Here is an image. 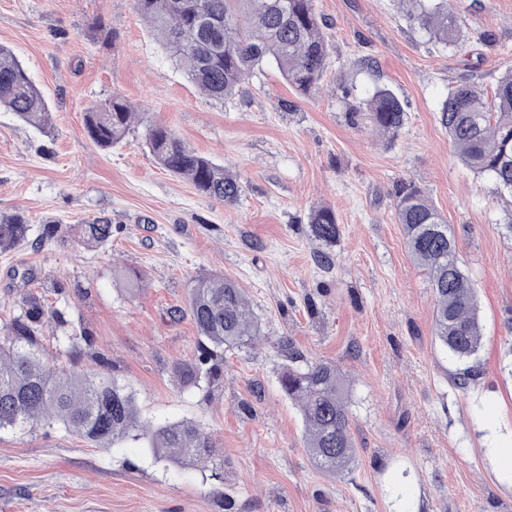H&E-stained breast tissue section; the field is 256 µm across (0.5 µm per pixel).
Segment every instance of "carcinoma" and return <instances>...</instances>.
Instances as JSON below:
<instances>
[{
	"label": "carcinoma",
	"instance_id": "carcinoma-1",
	"mask_svg": "<svg viewBox=\"0 0 512 512\" xmlns=\"http://www.w3.org/2000/svg\"><path fill=\"white\" fill-rule=\"evenodd\" d=\"M403 16L446 47H457L461 30L451 0H399ZM173 65L203 94L219 103L235 97L241 85L264 64L272 63L295 93L312 97L321 89L329 65L323 21L314 0H136ZM0 109L41 133L51 128V112L15 52L0 45ZM352 124L366 120L380 134L395 136L404 125L403 101L377 82L358 103L348 102ZM134 108L120 95L91 106L85 114L90 140L102 149L123 142L134 123ZM439 121L462 163L491 179L502 196L512 197V68L498 80L486 101L471 86L448 91ZM145 144L155 162L190 181L201 195L227 206L243 193L239 177L221 164L187 147L166 126L151 125ZM398 223L413 260L427 271L433 292L434 333L459 360H468L482 344L476 289L460 258L455 236L429 196L412 181L394 193ZM312 237L325 247L340 238L333 209H311ZM113 224L99 218L74 227L28 223L22 215H0V251L20 243L41 248L51 241L75 238L88 247L112 243ZM20 314L0 325V431L21 435L41 424H61L90 443L114 445L141 441L159 459L180 466L213 464L222 478L224 460L201 424L191 420L159 425L140 420L134 394L106 372H87L78 355L90 345L86 328L70 325L66 311L25 292ZM188 314L199 340V354L173 364L184 388L211 383L221 372L226 348H255L263 341L242 288L224 275L201 276L189 289ZM52 327L67 344L69 363L60 365L42 345ZM285 360L281 391L298 405L304 423V448L312 465L339 474L355 455L348 409V383L335 365L306 359L286 337L278 342Z\"/></svg>",
	"mask_w": 512,
	"mask_h": 512
}]
</instances>
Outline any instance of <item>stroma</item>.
<instances>
[{
    "instance_id": "1",
    "label": "stroma",
    "mask_w": 512,
    "mask_h": 512,
    "mask_svg": "<svg viewBox=\"0 0 512 512\" xmlns=\"http://www.w3.org/2000/svg\"><path fill=\"white\" fill-rule=\"evenodd\" d=\"M452 4L459 49L410 29L395 0H314L330 45L322 92L296 97L266 66L220 104L173 67L135 0H0V44L28 67L55 127L43 138L0 111V215L34 225L106 216L118 227L101 248L58 241L0 253V324L26 290L66 309L91 334L82 367L106 357L142 419L198 422L224 459L218 480L136 441L99 448L56 425L2 431L0 512H512V482L490 452L512 442V237L494 183L460 163L438 120L452 87L491 98L512 66V0ZM361 58L406 105L395 138L348 120L340 85L357 98L372 86L349 66ZM115 94L139 118L106 151L89 140L84 113ZM149 124L236 172L240 201L204 197L161 169L142 142ZM400 180L448 221L476 288L480 383L463 391L396 219ZM322 205L341 227L329 269L315 261L307 224ZM211 273L245 289L269 342L225 350L213 386L185 389L172 366L196 356L197 333L179 310ZM55 280L67 293L52 292ZM282 336L350 382L356 456L344 474L314 468L303 446L270 346Z\"/></svg>"
}]
</instances>
